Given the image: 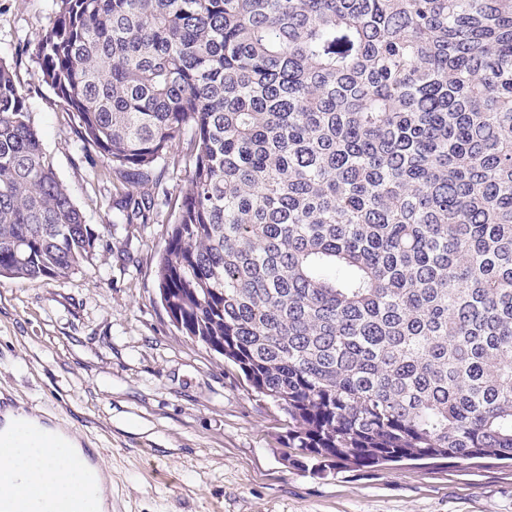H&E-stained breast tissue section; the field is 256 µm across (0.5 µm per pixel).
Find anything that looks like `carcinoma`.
Instances as JSON below:
<instances>
[{"label": "carcinoma", "instance_id": "1", "mask_svg": "<svg viewBox=\"0 0 512 512\" xmlns=\"http://www.w3.org/2000/svg\"><path fill=\"white\" fill-rule=\"evenodd\" d=\"M41 80L114 176L86 223L0 60V277H66L191 131L155 276L314 474L512 460V0H56Z\"/></svg>", "mask_w": 512, "mask_h": 512}]
</instances>
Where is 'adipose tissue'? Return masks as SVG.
<instances>
[{
    "instance_id": "1",
    "label": "adipose tissue",
    "mask_w": 512,
    "mask_h": 512,
    "mask_svg": "<svg viewBox=\"0 0 512 512\" xmlns=\"http://www.w3.org/2000/svg\"><path fill=\"white\" fill-rule=\"evenodd\" d=\"M0 436L14 446L9 456H0V474L18 476L14 491L22 499L39 501L40 512H57V500L79 503L88 498L95 512H105V469L96 465L83 473L71 465L82 449L63 425H47L23 408L9 407L0 412Z\"/></svg>"
}]
</instances>
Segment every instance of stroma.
Here are the masks:
<instances>
[{"instance_id": "stroma-1", "label": "stroma", "mask_w": 512, "mask_h": 512, "mask_svg": "<svg viewBox=\"0 0 512 512\" xmlns=\"http://www.w3.org/2000/svg\"><path fill=\"white\" fill-rule=\"evenodd\" d=\"M55 0H0V60L87 223L112 220L71 112L41 80ZM166 165L154 224L117 227L60 280L0 279V394L64 420L112 467V512H512V464L408 462L325 477L293 466L279 410L162 306L156 257L183 184Z\"/></svg>"}]
</instances>
